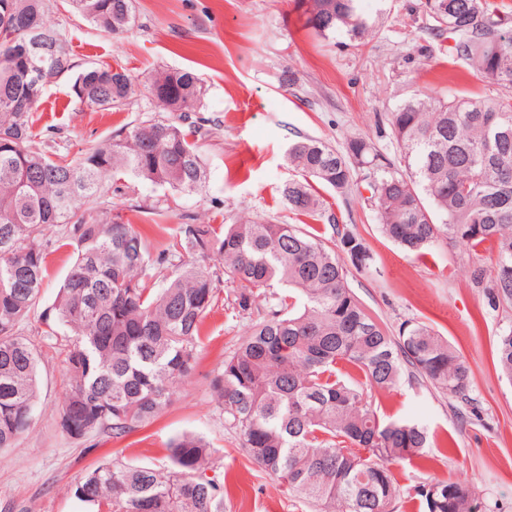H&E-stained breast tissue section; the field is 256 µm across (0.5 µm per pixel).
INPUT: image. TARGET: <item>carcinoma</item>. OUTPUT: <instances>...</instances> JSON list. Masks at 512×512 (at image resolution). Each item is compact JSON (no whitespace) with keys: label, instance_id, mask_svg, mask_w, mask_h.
Here are the masks:
<instances>
[{"label":"carcinoma","instance_id":"carcinoma-1","mask_svg":"<svg viewBox=\"0 0 512 512\" xmlns=\"http://www.w3.org/2000/svg\"><path fill=\"white\" fill-rule=\"evenodd\" d=\"M306 25L324 39L362 38L370 23L359 0H306ZM97 28L126 33L132 0H70ZM448 56L469 65L496 95L435 100L415 93L390 115L399 162L364 138L340 152L303 137L287 153L301 179L281 188L288 209L334 227L336 243L293 224L240 219L222 228L180 224L153 255L145 231L111 208L92 210L109 181L114 191L140 184L193 193L206 167L190 133L151 118L90 147L76 161L52 159L33 146L32 112L50 80L75 67L60 32L46 27V0H0V449L29 430L38 404L41 349L19 327L37 304L55 227L76 242V256L54 303L66 328L68 388L60 417L78 415L81 440L123 439L161 414L173 389L194 370L201 331L219 300L206 260L233 284L224 304L239 314L263 297L267 314L224 360L211 382L224 421L247 454L288 492L321 512H388L400 489L388 464L422 457L428 433L419 423L383 421L363 385L391 389L410 367L437 388L474 405L470 369L425 322L389 335L356 299L351 264L372 258L364 240L325 208L311 182L344 193L365 169L382 233L407 252L440 241L497 254L472 282L494 304L512 306V13L489 0H427ZM39 38L56 55L36 58L40 84L22 75L14 53ZM91 108L121 109L137 83L125 69L87 64L72 85ZM155 107L195 112L201 80L188 70H157L144 81ZM496 366L512 380V328L500 334ZM366 451L363 456L360 451ZM169 465L103 461L85 473L73 497L85 512H224L226 482L215 450L186 432L168 448ZM420 487L427 512H481L467 486Z\"/></svg>","mask_w":512,"mask_h":512}]
</instances>
